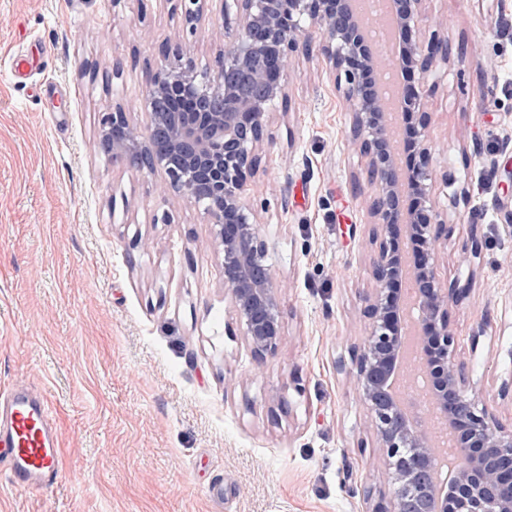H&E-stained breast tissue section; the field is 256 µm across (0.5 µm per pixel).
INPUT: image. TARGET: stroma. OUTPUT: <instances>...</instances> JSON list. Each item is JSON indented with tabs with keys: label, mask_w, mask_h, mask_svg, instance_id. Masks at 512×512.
I'll use <instances>...</instances> for the list:
<instances>
[{
	"label": "stroma",
	"mask_w": 512,
	"mask_h": 512,
	"mask_svg": "<svg viewBox=\"0 0 512 512\" xmlns=\"http://www.w3.org/2000/svg\"><path fill=\"white\" fill-rule=\"evenodd\" d=\"M422 13L413 39L465 51L429 78L436 167L470 192L454 209L430 185L448 218L437 267L458 275L482 237L453 320L469 391L507 425L512 0H424ZM223 40L221 0L193 33L176 0H0V388L43 393L63 436L57 481L0 483V512H366L347 488L380 484L367 409L336 370L374 286L369 202L353 190L366 160L322 57L294 52L247 190L282 284V343L263 364L234 333L201 207L99 147L106 104L142 99L162 47L189 44L203 74ZM28 54L38 66L15 78L11 56Z\"/></svg>",
	"instance_id": "stroma-1"
}]
</instances>
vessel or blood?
<instances>
[{
	"label": "vessel or blood",
	"mask_w": 512,
	"mask_h": 512,
	"mask_svg": "<svg viewBox=\"0 0 512 512\" xmlns=\"http://www.w3.org/2000/svg\"><path fill=\"white\" fill-rule=\"evenodd\" d=\"M62 435L44 396L25 387L0 390V469L31 488L59 474Z\"/></svg>",
	"instance_id": "vessel-or-blood-1"
}]
</instances>
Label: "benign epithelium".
<instances>
[{
    "mask_svg": "<svg viewBox=\"0 0 512 512\" xmlns=\"http://www.w3.org/2000/svg\"><path fill=\"white\" fill-rule=\"evenodd\" d=\"M194 31L204 24L209 0H177ZM354 0H222L224 49L210 78L199 77L189 48L161 51L162 59L139 102L106 107L100 142L114 160L142 173L162 170L163 196L202 208L211 224L224 273V297L236 311L241 336L257 363L277 353L283 312L278 288L264 262L266 246L245 201L247 181L259 171V151L270 140L271 106L286 100L283 77L292 54L318 42L336 90L349 112V132L367 161L375 287L363 297L367 330L351 347V365L338 369L353 379L366 405L372 445L382 462L383 487L349 488L371 503L369 512H512V426L503 425L466 393L472 365L458 357L453 310L472 292L483 242L471 235L466 278H442L436 258L448 242V224L434 209L426 181L433 178L435 147L428 142L426 102L432 86L418 83L388 97L385 67L406 63L422 75L448 61V41H407L401 35L422 17L424 0H392L397 48L385 61L360 18ZM145 109L140 126L129 115ZM414 117L419 162L400 170L390 137L396 117ZM454 206L469 190L443 172ZM422 374L429 407L447 429L460 466L437 485L430 476L440 442L421 423L404 379L406 366Z\"/></svg>",
    "mask_w": 512,
    "mask_h": 512,
    "instance_id": "obj_1",
    "label": "benign epithelium"
}]
</instances>
